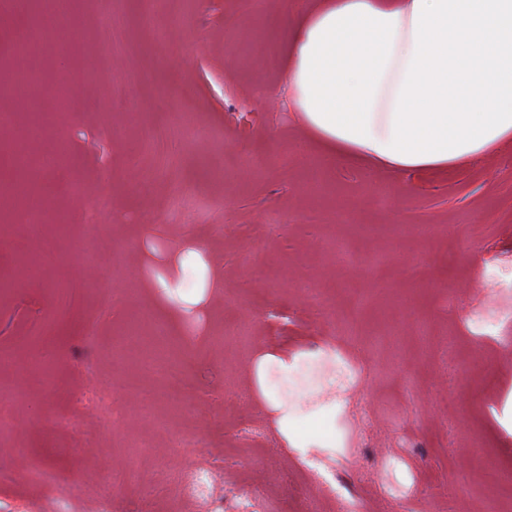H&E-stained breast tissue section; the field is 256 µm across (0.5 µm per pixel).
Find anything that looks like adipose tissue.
I'll list each match as a JSON object with an SVG mask.
<instances>
[{
	"label": "adipose tissue",
	"mask_w": 512,
	"mask_h": 512,
	"mask_svg": "<svg viewBox=\"0 0 512 512\" xmlns=\"http://www.w3.org/2000/svg\"><path fill=\"white\" fill-rule=\"evenodd\" d=\"M285 89L324 165L440 172L512 146V0H318L286 42ZM181 280L153 286L181 306L221 280L187 248Z\"/></svg>",
	"instance_id": "obj_1"
}]
</instances>
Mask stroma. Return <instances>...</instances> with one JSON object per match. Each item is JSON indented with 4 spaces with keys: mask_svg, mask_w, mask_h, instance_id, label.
I'll return each mask as SVG.
<instances>
[{
    "mask_svg": "<svg viewBox=\"0 0 512 512\" xmlns=\"http://www.w3.org/2000/svg\"><path fill=\"white\" fill-rule=\"evenodd\" d=\"M309 3L166 0L154 14L150 0H78L68 51L31 58L44 111L59 75L77 89L44 279L23 272L26 225L0 229V387L24 393L0 395L10 512H57L62 497L70 512H134L155 472L195 464L162 452L158 418L219 464L229 510L487 512L512 496V283L485 274L512 270V149L418 176L320 165L283 83L282 28ZM28 10L0 0V67ZM101 50L111 72L85 81ZM229 153L265 164L230 167ZM189 244L216 255L223 282L174 323L151 283L187 279ZM431 334L457 336L455 355ZM170 366L197 405L159 398L153 372ZM243 420L259 433L240 439ZM39 463L61 495L33 481Z\"/></svg>",
    "mask_w": 512,
    "mask_h": 512,
    "instance_id": "obj_1",
    "label": "stroma"
}]
</instances>
